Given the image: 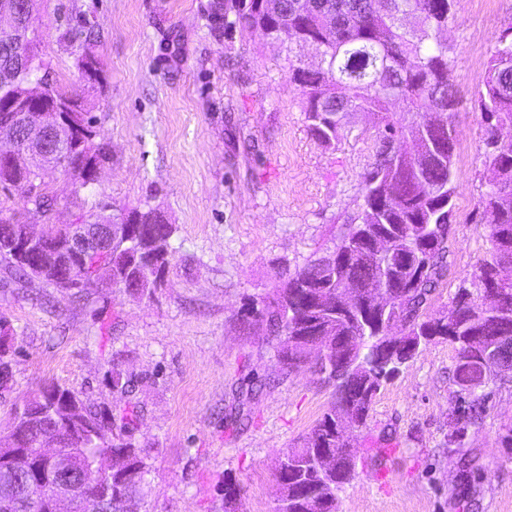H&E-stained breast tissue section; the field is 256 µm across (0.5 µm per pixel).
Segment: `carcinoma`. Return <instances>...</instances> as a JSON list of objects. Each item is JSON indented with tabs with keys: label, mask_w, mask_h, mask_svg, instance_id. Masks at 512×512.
Listing matches in <instances>:
<instances>
[{
	"label": "carcinoma",
	"mask_w": 512,
	"mask_h": 512,
	"mask_svg": "<svg viewBox=\"0 0 512 512\" xmlns=\"http://www.w3.org/2000/svg\"><path fill=\"white\" fill-rule=\"evenodd\" d=\"M26 4L22 32L0 36V100L22 92L29 74L19 73L11 60L21 54L41 71L44 63L35 51L38 0ZM456 0H223L221 29L262 30L282 45H312L320 50L322 65L310 67L298 56L288 57V79L298 87L303 112L312 136L332 148L339 139L343 120L352 112H373L384 124V134L375 150V162L364 174L367 192L360 210L348 218L346 230L336 248L309 261L294 272H283V281L262 307L247 305L242 319L261 324L269 331L266 344L283 371L292 373L308 365L304 352L316 342L331 353L314 364V371L333 387L332 400L322 417L303 440L286 449L287 462L279 478V496L274 512H337L336 485H345L355 475L351 466L341 481L336 475L321 474L312 461L332 452L345 466L347 443L336 436V417L348 416L354 428L366 425L373 399L419 350L445 340L453 346L454 390L448 406V451L465 447L468 433L482 425L491 409L496 391L512 382V284L492 289L486 286L492 266L512 256V203L499 205L495 196H512V150L491 148L492 128L512 124V25L505 28L498 46L487 62L475 103L485 124L484 165L491 190L481 196L479 207L490 227L488 256L473 273L468 289L456 294L448 312L429 313L432 300L448 272L449 242L456 223L454 197L456 140L454 129L459 105L452 80L453 65L448 45L440 33L455 19ZM92 26L80 18L69 25L64 36L72 41L89 38ZM79 86L63 91L45 82L42 93L54 103L66 106L60 132L66 153L50 161L37 152L18 155L12 163L0 161V184L14 188L24 202L47 218L54 201L42 192L46 176L63 169L75 190L88 187L90 167L106 159L104 144L96 141L94 117L81 106V95L94 89L85 70L97 69L96 60L78 59ZM405 103L416 120L403 128L391 118L393 106ZM406 142L401 157L394 155L396 138ZM96 222L112 225L117 243L112 260L85 265L68 253L66 224L45 222L50 249L34 264L18 250L21 225L0 218V261L14 279L38 281L53 288L66 287L82 296L87 283L103 281L117 288L132 289L149 296L157 288L173 256L172 238L176 226L154 209L118 210L112 215L95 214ZM417 254L397 260L392 272L397 302L389 310L366 316L359 326L338 318L313 302L319 288L337 289L349 284L359 297H370L379 284L374 270L359 261L346 266L340 257L360 252L382 236ZM405 330L403 342L382 359L371 356L384 339L382 330L390 322ZM112 389L127 397L134 380L120 370L112 371ZM55 384L31 392L30 412L11 408L9 421L23 438V447L33 448L37 438L68 428L63 416L54 421ZM61 394L81 405L80 417L112 433V453L143 473L122 478L121 490L107 501L101 512H138L149 493V466L143 450L134 441L141 418L138 403L128 401L121 424L113 429L112 411L89 405L80 393L63 387ZM31 474L7 469L0 463V503L24 500L29 495Z\"/></svg>",
	"instance_id": "carcinoma-1"
}]
</instances>
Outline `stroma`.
I'll use <instances>...</instances> for the list:
<instances>
[{"label":"stroma","mask_w":512,"mask_h":512,"mask_svg":"<svg viewBox=\"0 0 512 512\" xmlns=\"http://www.w3.org/2000/svg\"><path fill=\"white\" fill-rule=\"evenodd\" d=\"M212 0H39V54L69 89L75 63L94 57L100 83L85 100L107 147L97 184L75 190L64 171L47 178L49 220L72 224L112 207L150 206L177 227L171 266L151 296L98 284L81 297L0 275V315L12 330L11 389L0 395V433L11 406L42 383L75 389L121 417L111 370L135 375L142 417L135 438L149 455L144 512H274L276 466L327 409L319 376L279 371L244 304L272 296L279 272L332 250L365 194L380 138L376 115L346 119L335 147L320 145L288 81V49L261 32L214 34ZM95 38L69 42V18ZM512 24V0H458L442 37L461 97L456 130V222L444 311L489 248L477 203L488 188L485 126L474 106L487 61ZM455 352L429 345L375 397L351 444L356 476L338 512H512V458L500 435L512 423V386L499 390L468 449L483 476L459 474L446 448ZM253 387L251 420H226L239 388Z\"/></svg>","instance_id":"35a3bbf8"}]
</instances>
